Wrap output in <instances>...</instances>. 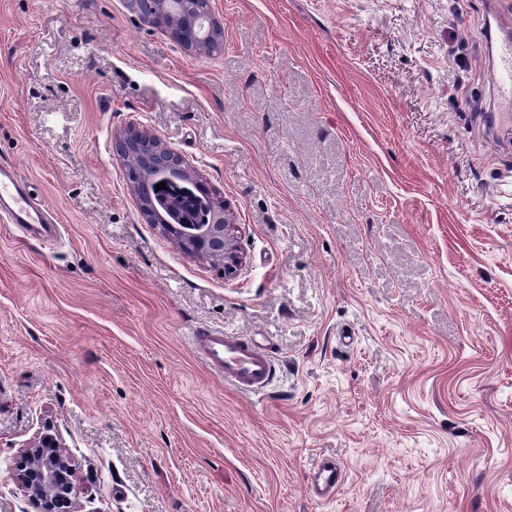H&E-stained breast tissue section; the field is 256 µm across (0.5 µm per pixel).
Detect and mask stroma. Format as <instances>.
<instances>
[{
	"instance_id": "35a3bbf8",
	"label": "stroma",
	"mask_w": 512,
	"mask_h": 512,
	"mask_svg": "<svg viewBox=\"0 0 512 512\" xmlns=\"http://www.w3.org/2000/svg\"><path fill=\"white\" fill-rule=\"evenodd\" d=\"M192 56L128 0H0V164L64 224L0 223V512H512V128L488 0H211ZM155 135L240 228L232 274L147 223L115 141ZM204 328L263 342L241 393ZM336 461L328 501L308 479ZM192 346L224 385L241 393L264 391L275 377V362L269 349L251 339L209 329L196 332ZM56 448V438L43 434L22 449L16 466L21 490L38 502L40 512H71L75 495L73 464Z\"/></svg>"
}]
</instances>
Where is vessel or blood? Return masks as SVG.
Masks as SVG:
<instances>
[{
  "label": "vessel or blood",
  "mask_w": 512,
  "mask_h": 512,
  "mask_svg": "<svg viewBox=\"0 0 512 512\" xmlns=\"http://www.w3.org/2000/svg\"><path fill=\"white\" fill-rule=\"evenodd\" d=\"M496 89L504 103L495 113V122L512 126V38L503 37L498 46ZM8 203L9 221L28 228L42 238L59 235L58 215L45 200L32 197L16 169L0 165V204ZM196 354L225 385L242 393L264 391L273 381L275 362L267 347L253 340L209 329L192 338ZM342 482V471L335 461H324L311 475L308 488L319 499L333 497Z\"/></svg>",
  "instance_id": "b4317fda"
}]
</instances>
